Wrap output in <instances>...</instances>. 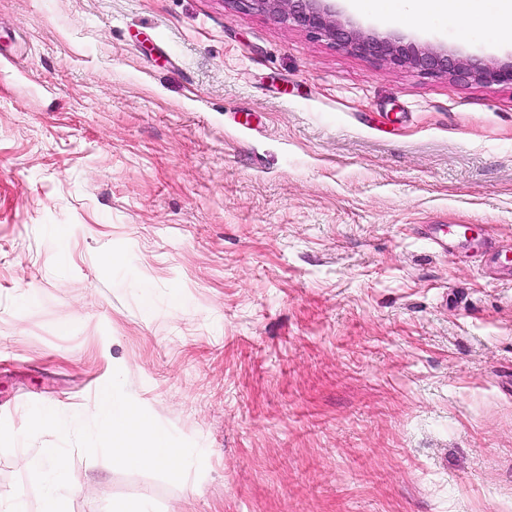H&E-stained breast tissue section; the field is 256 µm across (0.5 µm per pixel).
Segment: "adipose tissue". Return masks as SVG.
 <instances>
[{"instance_id": "obj_1", "label": "adipose tissue", "mask_w": 512, "mask_h": 512, "mask_svg": "<svg viewBox=\"0 0 512 512\" xmlns=\"http://www.w3.org/2000/svg\"><path fill=\"white\" fill-rule=\"evenodd\" d=\"M351 9H368L380 17L400 15L412 24L432 16L470 28L495 21L500 36L512 38V0H347Z\"/></svg>"}]
</instances>
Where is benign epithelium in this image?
I'll return each instance as SVG.
<instances>
[{
  "label": "benign epithelium",
  "instance_id": "1",
  "mask_svg": "<svg viewBox=\"0 0 512 512\" xmlns=\"http://www.w3.org/2000/svg\"><path fill=\"white\" fill-rule=\"evenodd\" d=\"M252 8L291 20L308 32L324 37L363 57L386 60L396 66H411L430 75H450L483 85H512V59L488 62L460 59L442 49L412 43L380 40L349 27L323 5L325 0H236Z\"/></svg>",
  "mask_w": 512,
  "mask_h": 512
}]
</instances>
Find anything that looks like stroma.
I'll return each instance as SVG.
<instances>
[{
    "mask_svg": "<svg viewBox=\"0 0 512 512\" xmlns=\"http://www.w3.org/2000/svg\"><path fill=\"white\" fill-rule=\"evenodd\" d=\"M117 370L203 467L75 448L67 512H512V86L233 0H0V512L42 510L30 405Z\"/></svg>",
    "mask_w": 512,
    "mask_h": 512,
    "instance_id": "35a3bbf8",
    "label": "stroma"
}]
</instances>
